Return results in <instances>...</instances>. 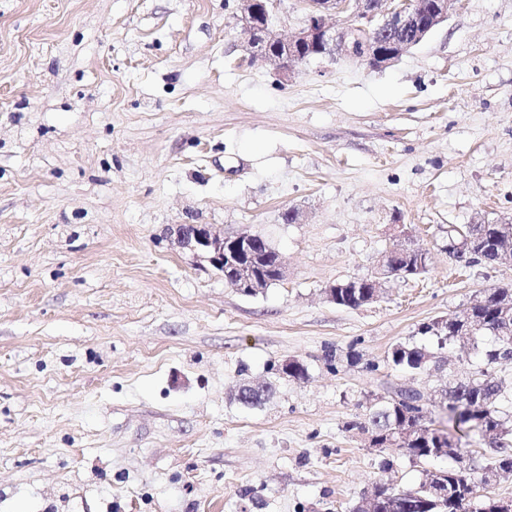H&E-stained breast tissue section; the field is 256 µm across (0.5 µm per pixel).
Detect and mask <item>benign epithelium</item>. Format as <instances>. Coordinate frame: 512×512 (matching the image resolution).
Listing matches in <instances>:
<instances>
[{
    "mask_svg": "<svg viewBox=\"0 0 512 512\" xmlns=\"http://www.w3.org/2000/svg\"><path fill=\"white\" fill-rule=\"evenodd\" d=\"M237 20L245 33V52L277 72L293 75L311 59L336 55L359 59L371 70L397 62L448 18L459 0H301L304 17L289 37L277 33L281 0H240ZM180 249L222 271L229 268L231 284L243 295L255 294L285 274L276 257L266 277L251 250L257 235L226 236L209 224H179L173 230Z\"/></svg>",
    "mask_w": 512,
    "mask_h": 512,
    "instance_id": "obj_1",
    "label": "benign epithelium"
}]
</instances>
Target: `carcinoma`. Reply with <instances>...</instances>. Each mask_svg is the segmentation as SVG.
<instances>
[{"label":"carcinoma","instance_id":"carcinoma-1","mask_svg":"<svg viewBox=\"0 0 512 512\" xmlns=\"http://www.w3.org/2000/svg\"><path fill=\"white\" fill-rule=\"evenodd\" d=\"M497 227L493 224H470L463 231L448 229V254L458 262L474 264L497 263L498 254L488 247L482 255L474 257L458 245L465 244L464 237L475 241L489 242L496 238ZM390 265L407 277H417L428 267L427 252L419 247L409 249L392 248L384 254ZM375 281H344L338 283L336 304L356 308L362 305L366 296L372 293ZM509 291L507 287H493L485 291L477 310L483 324L475 335L488 333L494 337V344L485 350V368L469 379L453 386L447 404V422L452 429L434 427L429 411L421 403V393L412 385L386 389L388 397L372 404L365 421L352 420L348 428L361 429L371 435L382 431L380 440L371 441L375 448H398L417 460L439 457L437 449L450 448V457H459L462 439L470 433H478L487 439V447L494 456L486 466L477 467L465 461L440 471L439 480L447 487V496L435 500L429 507L422 508L421 499L416 497L419 488L397 490L375 485V507L373 512H492L488 509L497 497L480 493L485 488L482 472L485 468H501L512 471V416H503L500 402L504 394V383L493 372V367L503 360H512V313L503 315L498 297ZM421 334L431 335L438 348L443 349L457 340L455 329L434 331L428 326ZM393 366L420 373L428 370L432 354L422 347L399 343L388 354Z\"/></svg>","mask_w":512,"mask_h":512}]
</instances>
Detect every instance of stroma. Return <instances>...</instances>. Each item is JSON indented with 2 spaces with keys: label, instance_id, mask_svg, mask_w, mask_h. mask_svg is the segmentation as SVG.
I'll list each match as a JSON object with an SVG mask.
<instances>
[{
  "label": "stroma",
  "instance_id": "35a3bbf8",
  "mask_svg": "<svg viewBox=\"0 0 512 512\" xmlns=\"http://www.w3.org/2000/svg\"><path fill=\"white\" fill-rule=\"evenodd\" d=\"M239 7L0 0V512H351L452 464L346 424L389 383L442 419L479 361L420 327L512 284L448 256L449 227L512 222V0H458L389 68L289 79L245 58ZM179 224L260 234L287 273L242 295ZM403 240L423 275L327 297ZM399 343L436 364L395 368ZM336 284L338 287L336 288ZM330 285L327 289L329 296L334 299L336 295V305L356 308L362 305L366 295H370L375 288L373 279H363L361 281H344ZM336 290L338 291L336 294Z\"/></svg>",
  "mask_w": 512,
  "mask_h": 512
}]
</instances>
